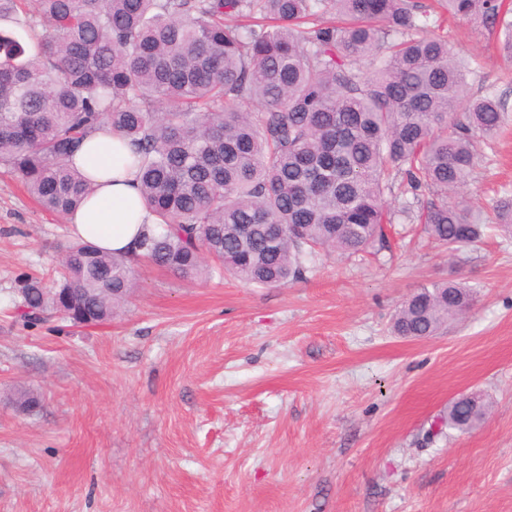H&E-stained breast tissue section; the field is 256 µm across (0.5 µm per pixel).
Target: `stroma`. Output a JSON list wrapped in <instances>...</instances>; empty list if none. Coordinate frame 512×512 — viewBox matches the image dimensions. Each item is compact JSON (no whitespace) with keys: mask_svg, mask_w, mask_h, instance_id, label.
Wrapping results in <instances>:
<instances>
[{"mask_svg":"<svg viewBox=\"0 0 512 512\" xmlns=\"http://www.w3.org/2000/svg\"><path fill=\"white\" fill-rule=\"evenodd\" d=\"M465 52L472 94L512 105V59L479 19L429 23ZM512 193V114L460 190ZM392 248L319 256L281 288L190 282L141 266L97 327H33L20 277L49 276L73 237L0 168V512H512V239L449 253L401 213ZM476 293L465 319L414 340L392 318L421 287ZM26 388L41 405L23 413ZM490 409L468 433L448 403Z\"/></svg>","mask_w":512,"mask_h":512,"instance_id":"1","label":"stroma"}]
</instances>
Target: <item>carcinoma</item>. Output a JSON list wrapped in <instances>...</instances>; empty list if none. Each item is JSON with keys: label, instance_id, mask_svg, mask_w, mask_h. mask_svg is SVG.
Listing matches in <instances>:
<instances>
[{"label": "carcinoma", "instance_id": "carcinoma-1", "mask_svg": "<svg viewBox=\"0 0 512 512\" xmlns=\"http://www.w3.org/2000/svg\"><path fill=\"white\" fill-rule=\"evenodd\" d=\"M480 18L512 57L502 0H436ZM0 0V166L46 210L75 211L90 184L75 165L100 131L129 147L153 217L128 252L79 236L57 276H23L25 324L58 311L112 320L145 260L186 280L214 275L268 287L302 279L321 253L391 249L387 196L432 193L416 220L452 253L485 224L451 200L493 140L507 103L472 96L467 63L439 37H416L421 0ZM512 233V196L493 206ZM473 305L464 283L422 288L395 314L398 336L428 337ZM482 407L458 398L448 428Z\"/></svg>", "mask_w": 512, "mask_h": 512}]
</instances>
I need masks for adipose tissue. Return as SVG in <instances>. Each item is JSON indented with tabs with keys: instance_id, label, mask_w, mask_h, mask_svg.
I'll return each mask as SVG.
<instances>
[{
	"instance_id": "obj_1",
	"label": "adipose tissue",
	"mask_w": 512,
	"mask_h": 512,
	"mask_svg": "<svg viewBox=\"0 0 512 512\" xmlns=\"http://www.w3.org/2000/svg\"><path fill=\"white\" fill-rule=\"evenodd\" d=\"M85 171L92 192L70 217L74 233L110 251L127 249L149 217L135 172L116 156L100 158Z\"/></svg>"
}]
</instances>
